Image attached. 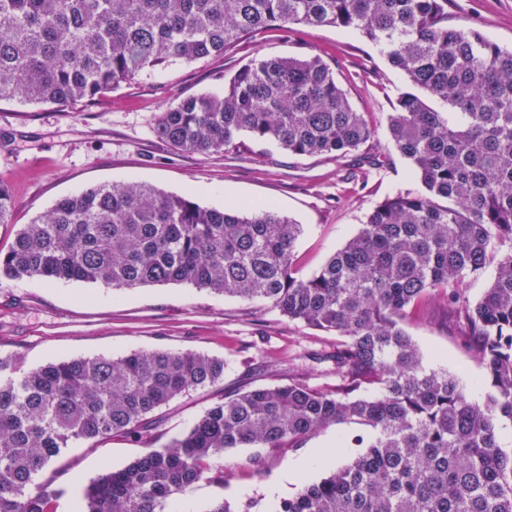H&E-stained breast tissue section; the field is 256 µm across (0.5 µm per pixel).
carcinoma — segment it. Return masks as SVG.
Wrapping results in <instances>:
<instances>
[{
	"instance_id": "1",
	"label": "carcinoma",
	"mask_w": 512,
	"mask_h": 512,
	"mask_svg": "<svg viewBox=\"0 0 512 512\" xmlns=\"http://www.w3.org/2000/svg\"><path fill=\"white\" fill-rule=\"evenodd\" d=\"M286 25L334 26L379 45L416 88L387 115L390 139L419 183L369 212L320 270L299 275L304 227L270 202L224 209L145 183L101 184L57 201L0 254V274L103 283L116 290L191 284L270 304L290 321L333 332L326 390L300 376L223 397L162 448L92 479L74 512H165L193 484L223 482L232 448H299L316 431L366 428L352 462L305 484L273 512H512V454L496 421L512 420V49L448 25V0H0V101L92 102L144 72L224 54ZM440 102L448 110H437ZM155 132L190 152L242 135L292 155L339 159L375 129L319 56L262 57L224 94L160 112ZM12 194L0 182V224ZM496 266L475 303L458 288ZM440 297L464 319L484 367L482 401L428 370L401 326ZM224 379V360L133 351L25 371L0 356V512H53L37 481L61 450L114 436H159V408ZM378 387L373 398L355 393Z\"/></svg>"
}]
</instances>
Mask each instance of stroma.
Here are the masks:
<instances>
[{
    "label": "stroma",
    "instance_id": "stroma-1",
    "mask_svg": "<svg viewBox=\"0 0 512 512\" xmlns=\"http://www.w3.org/2000/svg\"><path fill=\"white\" fill-rule=\"evenodd\" d=\"M448 23L480 30L512 47V0H448ZM320 56L332 69L354 110L375 127L382 165L366 171L355 156L340 160L296 156L275 143L242 136L235 147L200 154L159 139V112L191 94H223L224 80L258 57ZM406 75L390 66L379 47L361 34L333 26H295L259 32L224 55L174 65L141 76L101 97L62 112L49 105L0 102V182L12 193L9 223L0 224V252H7L24 224L57 200L101 183L137 181L188 196L204 207L270 201L302 224L296 246L302 275L319 270L366 220L396 193L415 189L409 162L392 146L386 117ZM404 328L418 345L426 369L448 371L475 400L487 383L456 312L439 298L422 301ZM335 334L282 317L259 303L190 284L147 285L116 291L96 283L46 282L0 276V355L18 356L24 369L134 350L193 351L224 359V381L157 410L163 433L151 443L127 438L62 449L43 472L60 487L55 512H73V493L105 469L121 468L149 448H160L187 430L221 396L287 383L294 373L310 384L336 383L310 351L332 350ZM355 424L317 431L299 448H234L220 461L223 485L200 480L178 503L204 512L215 497L231 506L254 503L270 512L269 486L293 462L336 439L361 434Z\"/></svg>",
    "mask_w": 512,
    "mask_h": 512
}]
</instances>
